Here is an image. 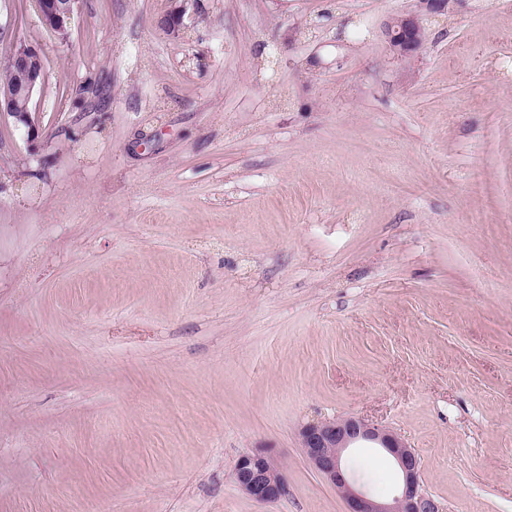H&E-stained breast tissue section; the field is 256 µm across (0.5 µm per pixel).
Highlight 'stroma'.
Instances as JSON below:
<instances>
[{"label":"stroma","mask_w":512,"mask_h":512,"mask_svg":"<svg viewBox=\"0 0 512 512\" xmlns=\"http://www.w3.org/2000/svg\"><path fill=\"white\" fill-rule=\"evenodd\" d=\"M81 0L38 137L0 117V512H346L299 440L355 417L443 512H512V0ZM270 449L286 492L232 480ZM344 463L373 497L379 448ZM175 7L169 11L161 21V25L166 32L175 38L180 37L184 30L187 29L185 24V16L189 10L196 11L198 9V1L200 0H172ZM415 9L389 17L382 33L394 56L411 59L418 55L424 45L423 17L448 12L450 0H416Z\"/></svg>","instance_id":"1"}]
</instances>
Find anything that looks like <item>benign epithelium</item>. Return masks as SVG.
<instances>
[{"mask_svg":"<svg viewBox=\"0 0 512 512\" xmlns=\"http://www.w3.org/2000/svg\"><path fill=\"white\" fill-rule=\"evenodd\" d=\"M80 0H35L43 25L60 39L69 35L71 20ZM175 7L161 21L166 32L178 38L187 29L185 16L198 9V0H173ZM450 0H416L415 9L389 17L382 33L394 56L411 59L424 45L423 17L448 11ZM9 79L0 84V114L13 118L36 139L32 103L45 81L38 49L30 44L13 46L7 57ZM302 448L312 467L346 500L347 512H443L420 485V459L416 451L395 433L361 418L317 421L299 431ZM370 441L385 449L395 460L402 485L389 501H379L356 487L343 464V453L358 442ZM233 481L239 490L259 503L278 501L285 492V479L271 451L259 448L238 458Z\"/></svg>","mask_w":512,"mask_h":512,"instance_id":"7a95c632","label":"benign epithelium"}]
</instances>
